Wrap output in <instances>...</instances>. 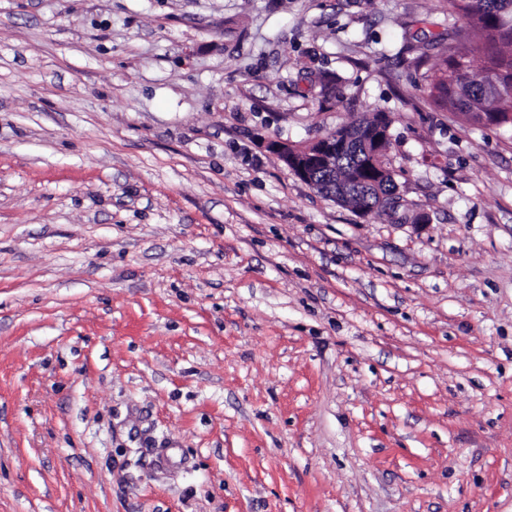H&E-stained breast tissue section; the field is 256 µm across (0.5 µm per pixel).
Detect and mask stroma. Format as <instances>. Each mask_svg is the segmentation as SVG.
I'll list each match as a JSON object with an SVG mask.
<instances>
[{
	"label": "stroma",
	"mask_w": 512,
	"mask_h": 512,
	"mask_svg": "<svg viewBox=\"0 0 512 512\" xmlns=\"http://www.w3.org/2000/svg\"><path fill=\"white\" fill-rule=\"evenodd\" d=\"M461 23L0 0V512H512V125L423 77ZM376 112L395 212L266 147Z\"/></svg>",
	"instance_id": "stroma-1"
}]
</instances>
